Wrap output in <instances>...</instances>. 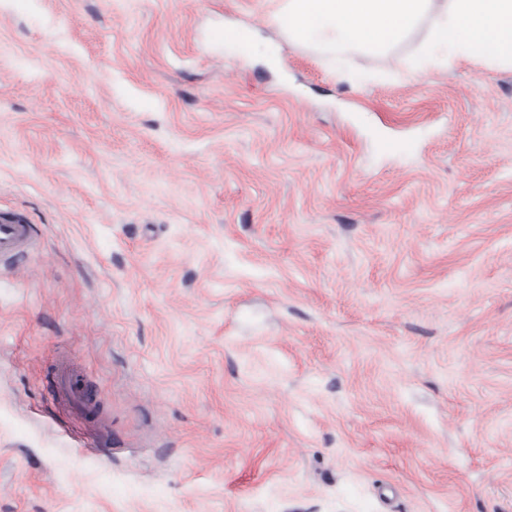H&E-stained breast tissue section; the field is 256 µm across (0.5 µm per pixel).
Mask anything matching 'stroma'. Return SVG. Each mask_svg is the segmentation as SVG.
Segmentation results:
<instances>
[{
	"mask_svg": "<svg viewBox=\"0 0 512 512\" xmlns=\"http://www.w3.org/2000/svg\"><path fill=\"white\" fill-rule=\"evenodd\" d=\"M275 7L0 0V512H512V68ZM33 230L24 221L0 222V260L22 255L32 244Z\"/></svg>",
	"mask_w": 512,
	"mask_h": 512,
	"instance_id": "obj_1",
	"label": "stroma"
}]
</instances>
